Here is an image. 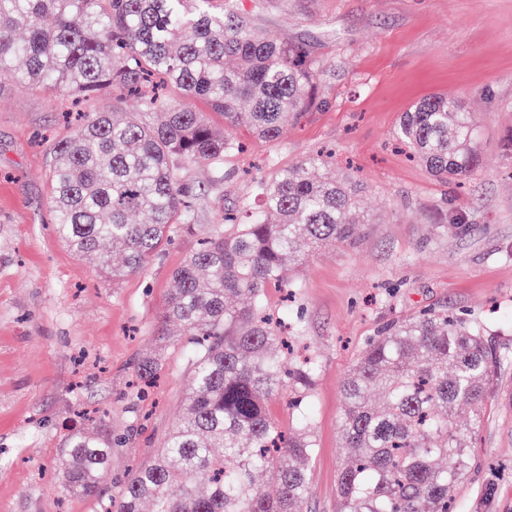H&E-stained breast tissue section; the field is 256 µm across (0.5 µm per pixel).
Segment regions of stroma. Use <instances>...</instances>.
Wrapping results in <instances>:
<instances>
[{
    "mask_svg": "<svg viewBox=\"0 0 512 512\" xmlns=\"http://www.w3.org/2000/svg\"><path fill=\"white\" fill-rule=\"evenodd\" d=\"M261 33L306 44L318 106L266 141L238 128L244 153L220 169L186 161L195 204L163 254L138 273L104 278L58 238L50 152L71 134L58 91L0 82V512H105L180 417L188 344L166 319L173 272L225 209L277 169L330 150L326 176L361 184L370 221L352 242L311 253L285 274L295 296L269 289L275 316L301 324L317 360L306 408L316 444L303 512H337L341 383L378 329L424 312L477 322L512 359V0H230ZM434 93L475 112L474 174L445 181L394 151L399 118ZM163 354L154 387L132 385L144 357ZM108 416L113 448L100 497L63 487L71 428ZM455 512H512V362L485 395Z\"/></svg>",
    "mask_w": 512,
    "mask_h": 512,
    "instance_id": "1",
    "label": "stroma"
}]
</instances>
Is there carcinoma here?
Instances as JSON below:
<instances>
[{
  "label": "carcinoma",
  "mask_w": 512,
  "mask_h": 512,
  "mask_svg": "<svg viewBox=\"0 0 512 512\" xmlns=\"http://www.w3.org/2000/svg\"><path fill=\"white\" fill-rule=\"evenodd\" d=\"M315 77L306 50L256 32L218 0H0V80L138 102L137 122L86 116L49 166L55 233L114 279L141 271L192 223L180 164L220 163L243 126L277 139L316 105ZM156 78L205 101L224 127L173 103ZM476 128L461 100L432 94L403 113L396 135L437 177L461 181L474 169ZM329 164L312 156L259 182V209L226 210L224 231L174 271L167 317L190 344L183 413L116 512H140L144 501L151 512H302L315 448L302 403L317 362L285 366L265 291L310 250L353 240L356 186L314 174ZM500 365L481 326L446 313L370 339L342 382L350 457L337 477L340 512H452ZM161 367L155 355L136 373L149 384ZM284 391L298 411L288 433L266 407ZM114 443L104 427L68 435L64 488L97 495ZM259 470L276 495L253 483Z\"/></svg>",
  "instance_id": "1"
}]
</instances>
